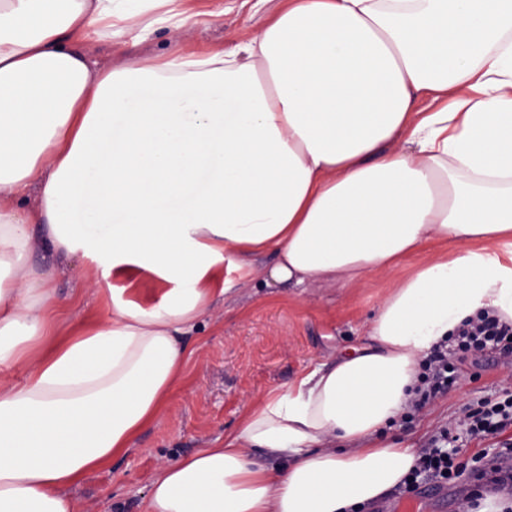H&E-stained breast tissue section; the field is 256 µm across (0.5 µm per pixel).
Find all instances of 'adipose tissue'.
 <instances>
[{
	"label": "adipose tissue",
	"instance_id": "1",
	"mask_svg": "<svg viewBox=\"0 0 512 512\" xmlns=\"http://www.w3.org/2000/svg\"><path fill=\"white\" fill-rule=\"evenodd\" d=\"M195 0H0V512L70 494L134 448L231 273L362 284L410 263L367 340L159 464L142 512H353L417 455L383 440L422 360L465 322L512 325V0H286L236 52L100 68L76 39L186 28ZM47 250L102 318L51 339ZM157 290L140 297L137 285ZM263 451L281 466L259 462Z\"/></svg>",
	"mask_w": 512,
	"mask_h": 512
}]
</instances>
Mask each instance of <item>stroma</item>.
I'll use <instances>...</instances> for the list:
<instances>
[{"label": "stroma", "mask_w": 512, "mask_h": 512, "mask_svg": "<svg viewBox=\"0 0 512 512\" xmlns=\"http://www.w3.org/2000/svg\"><path fill=\"white\" fill-rule=\"evenodd\" d=\"M281 6L282 0H267L256 12L242 0H199L200 10L223 9V20L208 18L178 32L158 29L136 46L115 40L89 41L85 47L94 58L115 64L133 63L183 45L229 51L243 30L257 27ZM272 262L268 255L255 257L257 277L235 282L223 303L198 321L188 338L194 349L190 366L155 421L128 454L89 473L72 489L80 512H141L142 498L161 461L215 445L235 428L241 412L253 400L365 342L380 300L405 274L399 268L346 288H269L260 272ZM84 278L85 266L77 259L54 283L60 300L77 319L100 313L96 300L82 291ZM507 393L512 394V365L497 360L490 351L465 354L458 379L447 395L398 421L385 435L422 448L438 428H457L467 410L478 402ZM477 451L474 442L461 438L453 452L463 469L454 484H400L364 512H475L477 500L464 498L463 493L476 490L480 483L472 467Z\"/></svg>", "instance_id": "1"}]
</instances>
